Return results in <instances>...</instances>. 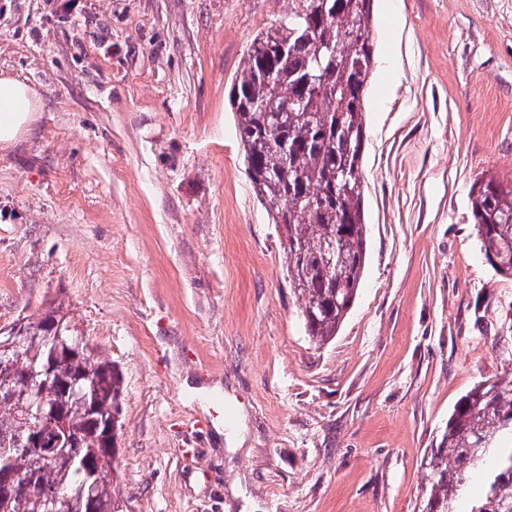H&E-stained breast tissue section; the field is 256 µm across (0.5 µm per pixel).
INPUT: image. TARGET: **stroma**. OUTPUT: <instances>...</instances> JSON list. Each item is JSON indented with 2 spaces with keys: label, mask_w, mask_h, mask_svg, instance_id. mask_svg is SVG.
Here are the masks:
<instances>
[{
  "label": "stroma",
  "mask_w": 512,
  "mask_h": 512,
  "mask_svg": "<svg viewBox=\"0 0 512 512\" xmlns=\"http://www.w3.org/2000/svg\"><path fill=\"white\" fill-rule=\"evenodd\" d=\"M292 0H0L33 88L0 152V327L61 303L123 375L117 512H421L457 402L512 378V0H373L366 261L315 345L228 94ZM472 215L485 259L498 273L512 276V182L493 176L474 182L470 193Z\"/></svg>",
  "instance_id": "stroma-1"
}]
</instances>
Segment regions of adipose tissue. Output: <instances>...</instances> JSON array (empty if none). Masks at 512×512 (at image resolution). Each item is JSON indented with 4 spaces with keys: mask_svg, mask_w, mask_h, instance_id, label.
I'll return each mask as SVG.
<instances>
[{
    "mask_svg": "<svg viewBox=\"0 0 512 512\" xmlns=\"http://www.w3.org/2000/svg\"><path fill=\"white\" fill-rule=\"evenodd\" d=\"M39 105L26 83L8 73L0 75V150L10 149L28 131Z\"/></svg>",
    "mask_w": 512,
    "mask_h": 512,
    "instance_id": "obj_1",
    "label": "adipose tissue"
}]
</instances>
